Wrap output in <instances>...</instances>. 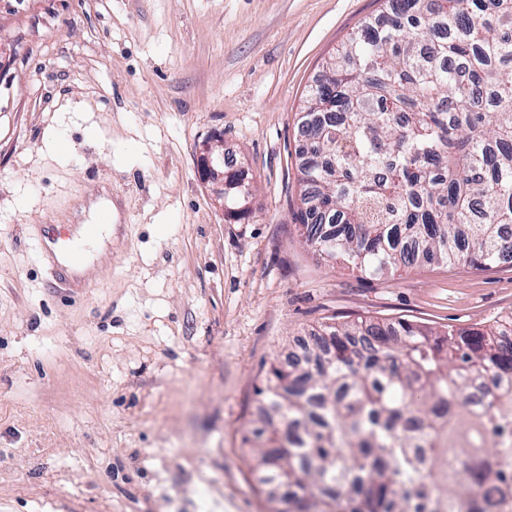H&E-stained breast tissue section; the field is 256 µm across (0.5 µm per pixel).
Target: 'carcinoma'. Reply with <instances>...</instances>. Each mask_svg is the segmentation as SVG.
Here are the masks:
<instances>
[{"instance_id":"obj_1","label":"carcinoma","mask_w":512,"mask_h":512,"mask_svg":"<svg viewBox=\"0 0 512 512\" xmlns=\"http://www.w3.org/2000/svg\"><path fill=\"white\" fill-rule=\"evenodd\" d=\"M302 111L306 244L370 274L512 256V0H386ZM508 330L326 325L270 367L258 462L288 512H512Z\"/></svg>"}]
</instances>
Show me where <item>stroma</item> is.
<instances>
[{
	"instance_id": "stroma-1",
	"label": "stroma",
	"mask_w": 512,
	"mask_h": 512,
	"mask_svg": "<svg viewBox=\"0 0 512 512\" xmlns=\"http://www.w3.org/2000/svg\"><path fill=\"white\" fill-rule=\"evenodd\" d=\"M384 0H0V512H268L275 359L323 325L488 328L512 261L372 277L303 242L308 87ZM249 172L230 222L207 148ZM111 206L97 288L42 224Z\"/></svg>"
}]
</instances>
